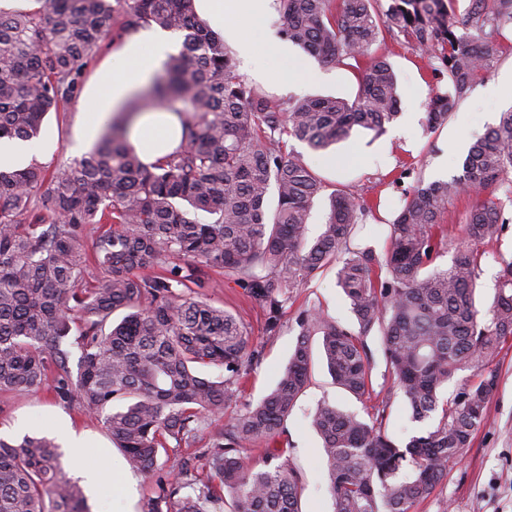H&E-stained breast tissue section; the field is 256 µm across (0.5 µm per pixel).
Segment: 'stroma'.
Segmentation results:
<instances>
[{"instance_id":"stroma-1","label":"stroma","mask_w":512,"mask_h":512,"mask_svg":"<svg viewBox=\"0 0 512 512\" xmlns=\"http://www.w3.org/2000/svg\"><path fill=\"white\" fill-rule=\"evenodd\" d=\"M115 48V42H105L87 67L81 92L64 111L47 116L38 138L37 158L43 165L56 168L93 146V139L81 136L84 105L98 72L111 64ZM378 52L393 65L400 86V115L387 125L385 133L377 136L366 130L355 131L334 150L343 159L339 165L327 163L324 156L311 152L304 144L294 143L293 148L329 187H351L376 202L361 237L380 256L385 252L389 226L403 204L405 191L420 178L430 182L460 174L470 145L497 124L500 112L512 108L511 94L491 96L486 92L489 84L512 71V35L500 41L493 68L476 77L468 96L458 103L447 123L433 133L425 130L428 104L436 90L447 88V78L433 72L427 58L402 39L386 38ZM295 55L306 69L317 73V80L282 76L280 61L263 52L249 60L236 58L235 65L249 81L284 101L303 95L355 96L360 83L357 70L321 64L300 49ZM479 254L476 297L485 308L493 299L504 262L512 259V224L498 241L480 245ZM213 279L214 287L206 291L208 299L236 313L261 352L258 364L237 387L227 409L231 415L244 411L276 385L294 350L297 317L302 310L315 305L343 326L356 325L349 302L331 270L299 289L282 318L279 333L273 336L266 330L263 315L248 304L241 285L218 273ZM310 346L311 376L280 440L287 443L292 464L301 477L302 512H332L322 443L310 426L311 417L324 401L360 416L365 415L370 402L333 382L321 357L319 337H311ZM494 366L498 386L488 404L486 421L476 431L471 447L460 460L449 463L434 495L419 504L416 512H512V340L501 346ZM64 419L89 440L84 461L62 454L60 461L67 475L80 479L87 463L104 465L107 471L105 481L84 489L89 512H140L153 481L128 468L123 453L112 445L100 420L60 403L44 389L0 396V438L6 441L18 442L27 434L54 433L58 422ZM124 483L130 486L126 497L118 491Z\"/></svg>"}]
</instances>
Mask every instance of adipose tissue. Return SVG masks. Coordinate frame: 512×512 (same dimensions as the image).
Masks as SVG:
<instances>
[{"label": "adipose tissue", "instance_id": "adipose-tissue-1", "mask_svg": "<svg viewBox=\"0 0 512 512\" xmlns=\"http://www.w3.org/2000/svg\"><path fill=\"white\" fill-rule=\"evenodd\" d=\"M270 0H196L199 12L214 31L231 43L240 55L253 53L255 42L237 21L266 13ZM179 49L178 39L161 31H143L124 40L112 53V64L104 69L86 104L84 125L88 135H97L107 118L116 115L141 87ZM130 140L138 149L157 158L159 150H172L181 140V121L173 112H141L130 125Z\"/></svg>", "mask_w": 512, "mask_h": 512}]
</instances>
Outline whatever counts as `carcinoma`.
Segmentation results:
<instances>
[{
  "label": "carcinoma",
  "mask_w": 512,
  "mask_h": 512,
  "mask_svg": "<svg viewBox=\"0 0 512 512\" xmlns=\"http://www.w3.org/2000/svg\"><path fill=\"white\" fill-rule=\"evenodd\" d=\"M452 2L279 0L285 39L325 65L361 72L351 100L293 102L238 73L194 0H36L32 10H0V140L38 138L102 43L145 29L178 34L181 47L129 111L184 117L181 145L153 162L128 143L126 122L110 118L89 151L52 172L35 159L0 166V393L46 387L103 417L129 467L154 478L141 512H223L227 497L229 512H301L287 449L268 448L260 461L246 449L281 434L309 380L311 336L322 337L340 388L371 395L366 338L376 330L387 394L365 418L324 402L311 419L333 512H413L431 498L485 422L497 386L491 365L512 337V261L483 311L475 249L512 222L489 192L496 185L512 195V108L469 147L460 175L416 181L381 261L357 240L373 204L352 190L328 194L322 232L308 241L311 208L327 186L287 145L294 139L327 154L354 129L379 134L397 118L396 74L373 51L385 32L440 63L448 88L431 97L426 129L443 126L512 29V0H469L460 18ZM462 195L474 201L467 244L442 267L443 217ZM333 266L358 330L315 307L300 312L277 384L224 417L260 352L241 320L194 288L210 287L214 272L235 278L275 335L296 291ZM467 367L474 379L440 400ZM209 368L224 378L205 377ZM397 393L420 424L404 444L385 431ZM196 445L195 463L159 470L161 454ZM59 459L45 435L0 440V512H86Z\"/></svg>",
  "instance_id": "cac0c4a2"
}]
</instances>
